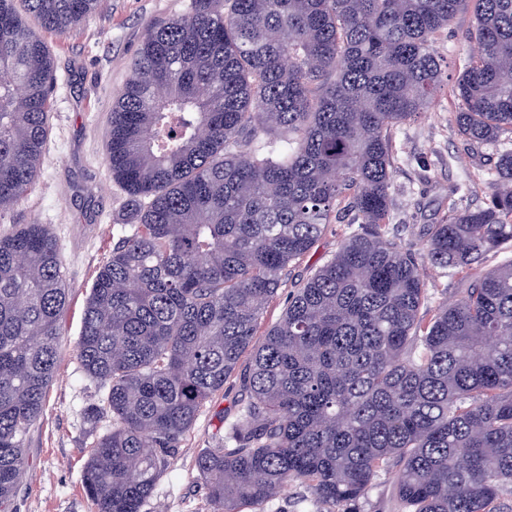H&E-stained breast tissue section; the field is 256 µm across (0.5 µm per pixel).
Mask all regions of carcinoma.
I'll return each mask as SVG.
<instances>
[{"instance_id":"obj_1","label":"carcinoma","mask_w":512,"mask_h":512,"mask_svg":"<svg viewBox=\"0 0 512 512\" xmlns=\"http://www.w3.org/2000/svg\"><path fill=\"white\" fill-rule=\"evenodd\" d=\"M99 0H0V215L40 171L55 63ZM461 13L478 51L452 92L459 133L512 139V0H191L147 30L112 108L108 165L129 201L86 299L77 358L99 384L82 481L96 512H142L203 405L248 398L196 467L213 512H360L394 474L403 512H504L512 498V150L482 206L448 204L424 259L469 277L422 312L419 258L385 237L391 130L448 82L432 43ZM363 231L290 296L283 272L341 205ZM69 302L46 224L0 234V512L29 471ZM111 424L100 431V423ZM302 495L310 494L302 487L297 485L288 486L284 489L279 497H277L271 504H269L268 512H299L302 510V504H299Z\"/></svg>"}]
</instances>
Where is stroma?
<instances>
[{"instance_id":"35a3bbf8","label":"stroma","mask_w":512,"mask_h":512,"mask_svg":"<svg viewBox=\"0 0 512 512\" xmlns=\"http://www.w3.org/2000/svg\"><path fill=\"white\" fill-rule=\"evenodd\" d=\"M189 2L103 0L77 32L43 35L57 75L43 162L28 194L0 218V232L18 224L49 225L61 248L70 302L61 320L56 378L43 415L26 439L30 470L15 499L16 512H95L83 488L82 469L88 455L85 418L98 402L99 389L80 368L77 343L94 276L123 234L127 213V195L113 182L106 163L112 107L147 30L185 13ZM471 24L470 15L457 16L433 45L449 78L457 77L472 52L465 38ZM457 110L451 87H443L427 112L392 134L398 162L384 233L419 256L426 249L428 228L447 214L449 200L476 207L488 194L486 173L497 149L463 138L455 124ZM357 230L346 221L327 226L312 250L283 277L264 310L260 330L279 321L289 296L310 270L330 259L340 240ZM420 273L431 309L453 299L465 285L463 274H447L427 262ZM244 397L233 376L204 405L143 512H211L196 458L221 444L224 424L235 418Z\"/></svg>"}]
</instances>
